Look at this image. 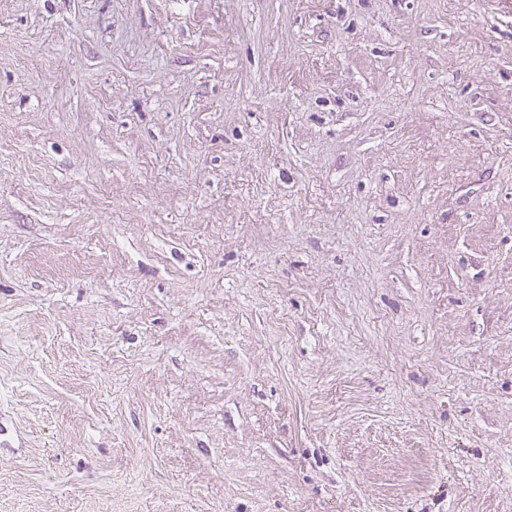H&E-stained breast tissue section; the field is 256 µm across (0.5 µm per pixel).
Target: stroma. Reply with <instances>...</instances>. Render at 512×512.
I'll use <instances>...</instances> for the list:
<instances>
[{
	"mask_svg": "<svg viewBox=\"0 0 512 512\" xmlns=\"http://www.w3.org/2000/svg\"><path fill=\"white\" fill-rule=\"evenodd\" d=\"M0 512H512V0H0Z\"/></svg>",
	"mask_w": 512,
	"mask_h": 512,
	"instance_id": "obj_1",
	"label": "stroma"
}]
</instances>
